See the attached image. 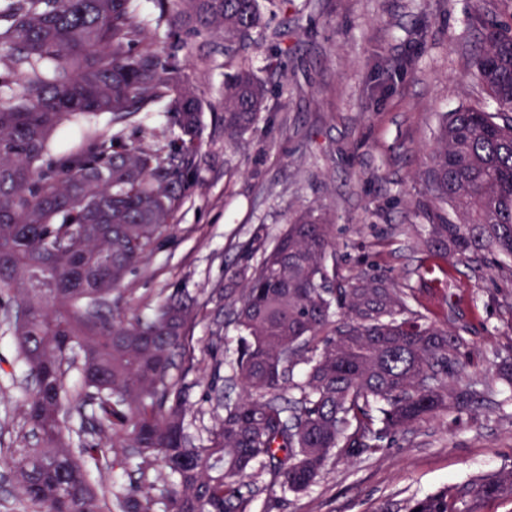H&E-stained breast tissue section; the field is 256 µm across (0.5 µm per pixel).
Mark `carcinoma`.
I'll list each match as a JSON object with an SVG mask.
<instances>
[{
    "label": "carcinoma",
    "mask_w": 512,
    "mask_h": 512,
    "mask_svg": "<svg viewBox=\"0 0 512 512\" xmlns=\"http://www.w3.org/2000/svg\"><path fill=\"white\" fill-rule=\"evenodd\" d=\"M0 0V315L28 370L27 434L5 461L26 512H252L262 487L298 494L336 458L372 457L440 412L512 403V345L493 353V390L465 328L440 327L408 295L360 273L336 288L327 218L298 214L274 240L253 234L229 322L240 333L222 375L208 344V401L224 402L207 437L187 433L198 371L201 306L171 288L148 315L116 314L122 286L198 187L204 109L219 108L224 143L255 124L266 90L239 67L218 105L181 62H242L260 23L258 0ZM166 32L157 49L149 29ZM473 78L495 104L444 116L419 205L431 256L512 262V19L478 17ZM163 107L166 127L142 116ZM87 129L58 151L64 124ZM81 364L82 392L66 390ZM240 387L236 400L221 385ZM87 435L73 451L71 411ZM119 466L129 483H92ZM255 479L250 485L246 479ZM512 499V467L411 497L386 512H481Z\"/></svg>",
    "instance_id": "cac0c4a2"
}]
</instances>
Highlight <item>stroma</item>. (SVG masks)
Masks as SVG:
<instances>
[{
  "instance_id": "stroma-1",
  "label": "stroma",
  "mask_w": 512,
  "mask_h": 512,
  "mask_svg": "<svg viewBox=\"0 0 512 512\" xmlns=\"http://www.w3.org/2000/svg\"><path fill=\"white\" fill-rule=\"evenodd\" d=\"M260 11L247 59L267 108L237 144L208 140L198 188L128 277L124 313L146 315L180 285L204 307L192 334L205 351L224 318L209 293L227 286L254 231L276 237L313 207L332 224L340 279L367 270L412 291L436 325L467 327L475 359L493 372V351L512 340V271L488 276L430 257L417 205L442 113L489 103L471 76L476 14L511 15L512 0H291L284 13L262 0ZM284 26L292 34L278 72L271 33ZM26 376L0 325V458L22 433ZM511 465L512 417L442 414L382 454L331 463L307 492H261L253 508L267 512L276 498L278 512H379Z\"/></svg>"
}]
</instances>
